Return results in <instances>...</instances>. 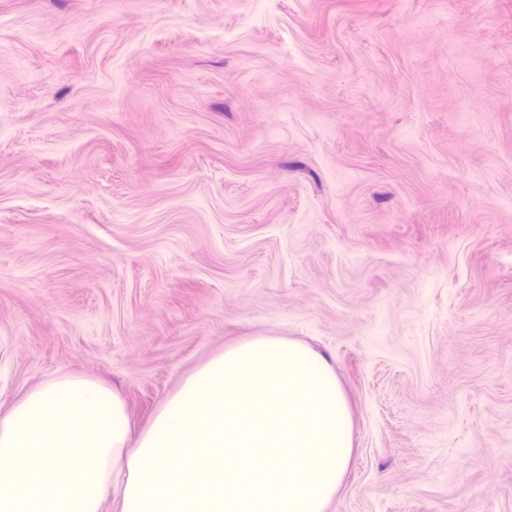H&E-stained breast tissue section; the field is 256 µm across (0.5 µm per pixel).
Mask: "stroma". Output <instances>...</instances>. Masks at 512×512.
<instances>
[{
	"label": "stroma",
	"instance_id": "35a3bbf8",
	"mask_svg": "<svg viewBox=\"0 0 512 512\" xmlns=\"http://www.w3.org/2000/svg\"><path fill=\"white\" fill-rule=\"evenodd\" d=\"M251 336L343 386L329 512H512V0H0V412Z\"/></svg>",
	"mask_w": 512,
	"mask_h": 512
}]
</instances>
